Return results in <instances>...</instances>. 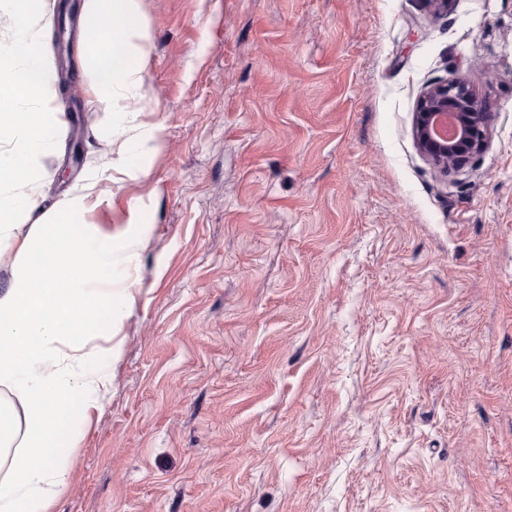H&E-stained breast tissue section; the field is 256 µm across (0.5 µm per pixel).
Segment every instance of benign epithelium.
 Returning a JSON list of instances; mask_svg holds the SVG:
<instances>
[{"mask_svg": "<svg viewBox=\"0 0 512 512\" xmlns=\"http://www.w3.org/2000/svg\"><path fill=\"white\" fill-rule=\"evenodd\" d=\"M453 115L455 131L443 137L437 131L441 117ZM491 114L465 80H447L429 86L419 99L413 134L420 152L436 166L463 169L487 143Z\"/></svg>", "mask_w": 512, "mask_h": 512, "instance_id": "1", "label": "benign epithelium"}]
</instances>
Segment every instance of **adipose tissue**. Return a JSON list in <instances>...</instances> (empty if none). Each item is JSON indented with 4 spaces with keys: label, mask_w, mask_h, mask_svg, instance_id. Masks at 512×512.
Here are the masks:
<instances>
[{
    "label": "adipose tissue",
    "mask_w": 512,
    "mask_h": 512,
    "mask_svg": "<svg viewBox=\"0 0 512 512\" xmlns=\"http://www.w3.org/2000/svg\"><path fill=\"white\" fill-rule=\"evenodd\" d=\"M14 18L0 38V253L14 258L12 279L0 289V459L11 460L0 478V512H51L69 475L59 446L76 399L103 400L109 375H90V344L116 330L127 307L108 288L91 282L111 277L115 264L133 266L139 238L115 239L86 220L116 178L103 167L60 204L41 191L42 159L62 125L53 105L55 83L44 19L48 0H0ZM89 35L80 66L90 97L118 103L113 133L124 148L157 134L138 124L126 103L145 80L146 61L132 39L143 29L137 0H86Z\"/></svg>",
    "instance_id": "obj_1"
}]
</instances>
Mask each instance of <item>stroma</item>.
Instances as JSON below:
<instances>
[{"instance_id": "stroma-1", "label": "stroma", "mask_w": 512, "mask_h": 512, "mask_svg": "<svg viewBox=\"0 0 512 512\" xmlns=\"http://www.w3.org/2000/svg\"><path fill=\"white\" fill-rule=\"evenodd\" d=\"M137 2L159 132L88 220L145 238L54 512H512V0ZM64 7L53 202L125 158ZM452 78L493 115L460 172L412 134Z\"/></svg>"}]
</instances>
